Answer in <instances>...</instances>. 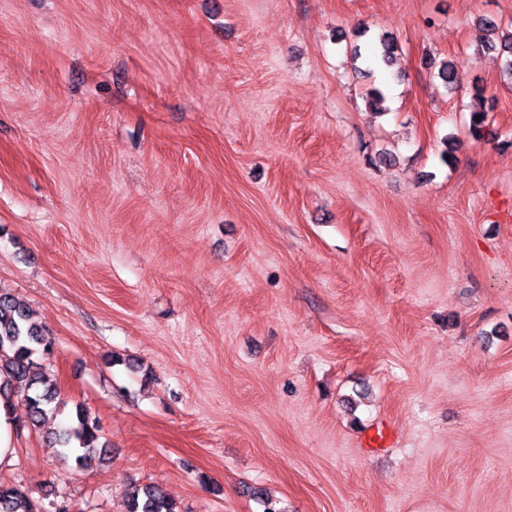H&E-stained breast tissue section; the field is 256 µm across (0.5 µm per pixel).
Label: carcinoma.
Masks as SVG:
<instances>
[{
  "label": "carcinoma",
  "instance_id": "1",
  "mask_svg": "<svg viewBox=\"0 0 512 512\" xmlns=\"http://www.w3.org/2000/svg\"><path fill=\"white\" fill-rule=\"evenodd\" d=\"M480 24L491 35L486 49L505 56L504 66L512 74V31L501 29L500 24L487 18L480 19ZM396 49L394 38L384 35L371 49L369 61L388 66ZM425 64L438 66L437 75L443 83L454 84L455 62L438 63L431 58ZM474 97L478 104L471 109L469 133L474 139L483 140L491 135L488 115L482 107L484 88L474 87ZM52 346V338L32 322L28 307L12 295L0 293V381L21 388L28 407L26 418L15 424L17 430H36L65 407L56 383L34 360L36 353L47 352ZM47 442L61 457L73 460L79 468L112 457L110 444L103 439L98 421L81 405L75 407L66 424L47 436ZM125 497L127 512H179L176 502L152 485L133 486ZM0 512H38V507L21 487L0 484Z\"/></svg>",
  "mask_w": 512,
  "mask_h": 512
}]
</instances>
